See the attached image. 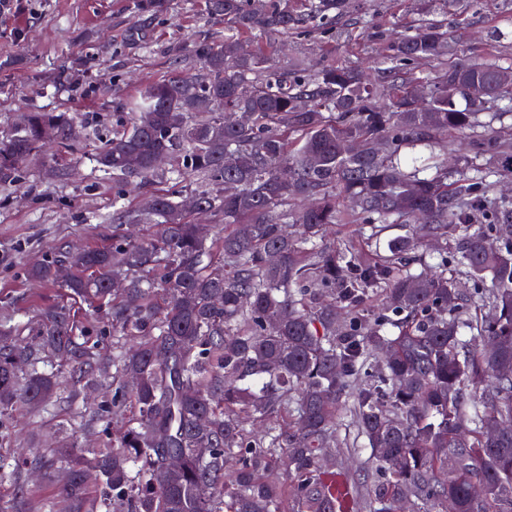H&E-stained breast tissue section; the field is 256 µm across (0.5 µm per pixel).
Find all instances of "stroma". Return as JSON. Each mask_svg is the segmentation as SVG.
<instances>
[{"mask_svg": "<svg viewBox=\"0 0 512 512\" xmlns=\"http://www.w3.org/2000/svg\"><path fill=\"white\" fill-rule=\"evenodd\" d=\"M135 0H18L0 16V136L25 112H63L79 131L70 150L31 156L11 184H0V313L10 312L21 340L34 338L36 310L62 292L27 281L26 268L72 243L111 245L114 217L143 208L145 198H117L111 173L93 158L119 130L124 102L171 73L198 71L196 42L223 34L224 20L208 14L205 0H165L158 10L139 11ZM343 19L303 21L288 32L278 54L281 66L302 62H356L371 68L381 48L371 33L391 25L437 19L450 31V60L490 55L512 60V0H344ZM73 333L112 353V329L88 302H69ZM61 402L43 410L18 411L0 431V461L12 463L49 451L102 447L106 434L88 417L112 396V376L97 388L73 385L59 367ZM69 512L59 482L22 473L0 482V512Z\"/></svg>", "mask_w": 512, "mask_h": 512, "instance_id": "obj_1", "label": "stroma"}]
</instances>
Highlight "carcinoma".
<instances>
[{"mask_svg": "<svg viewBox=\"0 0 512 512\" xmlns=\"http://www.w3.org/2000/svg\"><path fill=\"white\" fill-rule=\"evenodd\" d=\"M339 2L208 0L228 27L196 46L201 70L141 89L127 127L95 155L119 197L193 175L201 185L191 196L224 217L202 236L182 195L157 190L150 210L125 215L149 225L150 238L116 233L110 250L61 249L28 268L72 295L112 297V357L74 340L64 304L39 309L35 345L0 316V424L56 397L49 354L84 386L112 369V401L95 413L121 420L112 440L29 463L65 464L71 512H86L93 486L104 489L100 506L123 512H339L336 477H350L353 458L332 448L348 416L376 462L348 512H391L401 500L412 512H448L450 497L456 512H512V200L492 194L512 177V127L493 134L480 119L488 103L506 100L498 111L511 113L512 90L497 88L503 65L493 60L448 62V30L430 21L376 32L386 46L373 86L349 62L297 64L289 78L272 44L252 39L288 31L300 7L322 18ZM457 73L487 84L486 102L462 108L461 95L448 96ZM200 98L220 110L194 111ZM172 107L184 110L180 127L166 121ZM47 125L57 146H70V118L24 113L0 139L1 182L44 145ZM457 137L473 161L450 176L434 153ZM343 139L364 153L341 155ZM161 152L165 170L152 165ZM227 180L238 182L233 198ZM408 186L403 211L396 199ZM390 224H418L420 234L382 251ZM332 225L358 226L362 252L326 242ZM448 238L433 274L414 269L428 265V242ZM272 416L281 423L261 435L245 427ZM490 423L502 425L494 438Z\"/></svg>", "mask_w": 512, "mask_h": 512, "instance_id": "obj_1", "label": "carcinoma"}]
</instances>
